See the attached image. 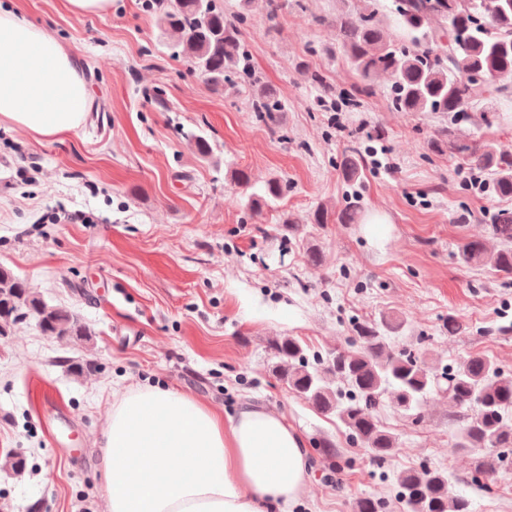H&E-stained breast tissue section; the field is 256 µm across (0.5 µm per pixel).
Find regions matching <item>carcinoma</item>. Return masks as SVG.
I'll list each match as a JSON object with an SVG mask.
<instances>
[{
  "label": "carcinoma",
  "mask_w": 512,
  "mask_h": 512,
  "mask_svg": "<svg viewBox=\"0 0 512 512\" xmlns=\"http://www.w3.org/2000/svg\"><path fill=\"white\" fill-rule=\"evenodd\" d=\"M159 25L165 45L207 77L213 90L224 88L227 74L248 64L239 25L250 18L253 0H240L236 22L224 18L216 0H159ZM405 31L396 35L384 28L375 6L336 17V31L351 66L364 83L358 93L369 96L375 80L389 81L391 107L397 112H446L451 121L468 118L475 102L492 101L505 93L500 76L512 74V0H393ZM472 74L484 82H468ZM255 108L262 120L277 123L280 111L273 90H257ZM465 154L471 169L489 176L490 192L512 197V154L493 143L479 147L453 143ZM286 183L272 178L263 192L251 193L245 208L259 211L280 199ZM491 241L471 240L459 251L465 266L480 267L512 278V213L503 212L491 224ZM32 316L47 336L84 341L86 326L69 310L46 303L28 284L0 265V336L21 314ZM406 320L384 315L352 325V349L324 358L306 355V347L292 336L270 344L278 359L279 379L325 415H334L350 438L379 458L391 455L395 436L374 414L387 397L392 408L418 421L427 399H448L449 415L461 409L471 416L452 444L454 450L502 448L512 454V378L486 354H469L452 367L428 366L406 349L390 347L388 338ZM397 497L407 512H469L468 500L448 488L443 473L427 467L398 475Z\"/></svg>",
  "instance_id": "cac0c4a2"
}]
</instances>
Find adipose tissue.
Returning a JSON list of instances; mask_svg holds the SVG:
<instances>
[{"instance_id":"ef3b65f1","label":"adipose tissue","mask_w":512,"mask_h":512,"mask_svg":"<svg viewBox=\"0 0 512 512\" xmlns=\"http://www.w3.org/2000/svg\"><path fill=\"white\" fill-rule=\"evenodd\" d=\"M88 101L75 55L0 5V123L62 136ZM99 448L106 512H291L308 472L300 436L278 413L245 401L223 415L156 384L113 402Z\"/></svg>"}]
</instances>
